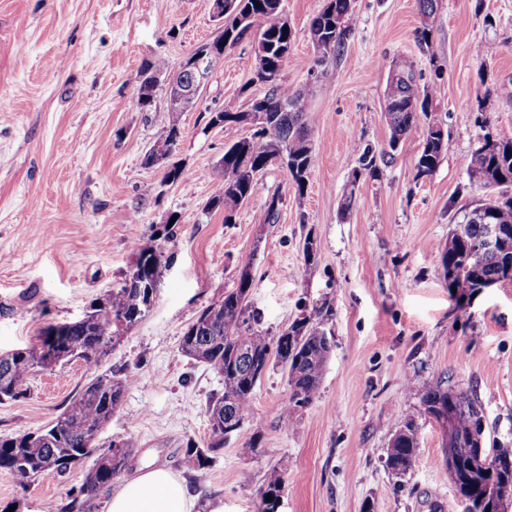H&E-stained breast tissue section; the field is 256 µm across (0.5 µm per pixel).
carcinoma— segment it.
I'll return each instance as SVG.
<instances>
[{
    "mask_svg": "<svg viewBox=\"0 0 512 512\" xmlns=\"http://www.w3.org/2000/svg\"><path fill=\"white\" fill-rule=\"evenodd\" d=\"M232 11L224 15V24L211 40L230 45L238 42L247 29L237 25L241 16H251L258 22L259 35L255 52L267 58L268 84L263 98L265 122L251 137L233 141L220 161L221 173L215 183L209 205L224 209V223L235 222L239 204L247 200L256 187L257 175L270 165L269 159L288 151V173L298 195L307 187L308 172L313 159V139L306 119V93L294 91L279 82L288 68L293 43L292 30L281 22V0H231ZM422 26L417 31L418 42L429 45L436 0H420ZM351 0H325L323 8L310 24L311 41L325 40L332 44L330 56L340 55L351 27ZM166 68L164 59L146 63L141 72L137 108L153 112L155 84L151 74ZM398 75L389 76L384 112L390 128V147L400 141L418 121L428 115L432 87L417 82L414 63L401 59L393 64ZM292 103L291 111L280 112L281 101ZM165 135L177 143L181 135V111L171 107ZM358 166L352 172V183L360 178L375 179L379 167L371 147L357 143ZM448 152V137L437 122L428 123L415 164V178L431 176ZM470 177L486 187H512V136L486 133L475 144L469 164ZM492 211L490 221L499 225L512 241V196H502L484 204ZM485 224L468 216L455 225L439 254V264L448 291H456L458 305L477 293L489 282L512 281V244L497 253L481 251ZM168 267V257L161 245L139 251L134 268L124 283L112 289L83 319L50 325L32 346L0 355V399L16 398L27 391L31 375L39 369H49L42 356L43 347L55 343L58 354L54 364L80 359L90 366L108 353L112 344L149 312L146 289L148 282H161ZM254 254L239 261L238 286L210 301L184 331L181 353L216 371L223 379V391L208 405L211 427L209 443L203 447L186 448V460L198 472L211 463V453L224 447L226 432L250 414L254 391L269 368L277 360L288 371L290 396L281 408L280 420L291 426L294 415L308 407L316 398L323 372L331 352L328 335L318 331L330 316L324 306H314L309 314L294 320L286 333L270 336L259 329L255 312L249 302L253 285ZM132 376L103 373L95 377L74 397L66 409L51 423L35 433H24L0 439V470L22 478L65 476L87 460L92 466L81 482L72 486L66 497L50 505L51 512H92L102 489L112 485L126 469L132 449L122 455L113 447L96 446L95 437L111 419L121 403ZM408 388L420 395L424 413L448 415V425L442 427L443 461L448 481L458 497L473 502L481 512H496L488 496L490 488L512 481V469L492 464L482 467L480 458L499 460L512 454V446L487 447V441L477 444L472 437L485 414L482 404L471 394L443 387L440 381L410 380ZM419 448L418 425L413 419L402 421L385 450V465L392 477L400 482L412 470ZM288 480V463L277 467L274 478L259 491L257 512H275ZM272 497L266 501V497Z\"/></svg>",
    "mask_w": 512,
    "mask_h": 512,
    "instance_id": "obj_1",
    "label": "carcinoma"
}]
</instances>
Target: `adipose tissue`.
Returning <instances> with one entry per match:
<instances>
[{"label": "adipose tissue", "mask_w": 512, "mask_h": 512, "mask_svg": "<svg viewBox=\"0 0 512 512\" xmlns=\"http://www.w3.org/2000/svg\"><path fill=\"white\" fill-rule=\"evenodd\" d=\"M196 499L182 478L165 467H148L112 491L106 512H194Z\"/></svg>", "instance_id": "adipose-tissue-1"}]
</instances>
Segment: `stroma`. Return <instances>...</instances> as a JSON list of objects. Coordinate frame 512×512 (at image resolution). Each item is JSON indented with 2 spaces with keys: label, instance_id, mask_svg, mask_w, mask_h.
Returning <instances> with one entry per match:
<instances>
[{
  "label": "stroma",
  "instance_id": "1",
  "mask_svg": "<svg viewBox=\"0 0 512 512\" xmlns=\"http://www.w3.org/2000/svg\"><path fill=\"white\" fill-rule=\"evenodd\" d=\"M323 3L282 0L294 41L280 80L308 93L307 190L297 195L287 170L270 165L228 224L223 210L208 207L217 165L253 129H222L209 118L250 111L264 95L254 35L225 48L197 106L182 113L171 155L182 172L171 183L165 164L143 163L168 122L166 83L155 86L154 111H139L140 72L158 58L177 71L210 41L218 28L212 0H0V353L31 346L47 325L82 319L123 283L135 251L176 223L165 245L169 269L146 316L98 367L74 360L37 371L25 395L0 401V438L40 430L98 372L120 369L134 381L96 440L132 448L123 480L166 467L199 499L221 496L224 512H257L260 488L285 458L291 473L277 512H462L442 468V431L407 383L438 379L472 393L488 438L512 443V282L461 308L438 263L451 227L490 195L469 176L473 146L489 130L512 134V99L484 94L512 83V0H437L426 47L417 39L419 0H352L345 48L328 60L330 78L315 82L309 27ZM399 59L414 62L420 84H437L429 116L378 180L351 185L354 144L389 146L384 92ZM431 121L447 130L448 153L419 180L415 163ZM349 191L356 203L343 216L338 205ZM309 233L317 243L311 267L302 254ZM248 253L261 329L277 335L304 306L326 304L333 348L317 398L288 428L279 421L287 374L270 368L243 429L201 474L185 449L208 442L207 408L222 380L179 344L201 309L236 287ZM408 417L419 426V448L399 482L384 455ZM256 432L261 448L252 453L246 444ZM83 474L22 479L0 470V512H45Z\"/></svg>",
  "mask_w": 512,
  "mask_h": 512
}]
</instances>
